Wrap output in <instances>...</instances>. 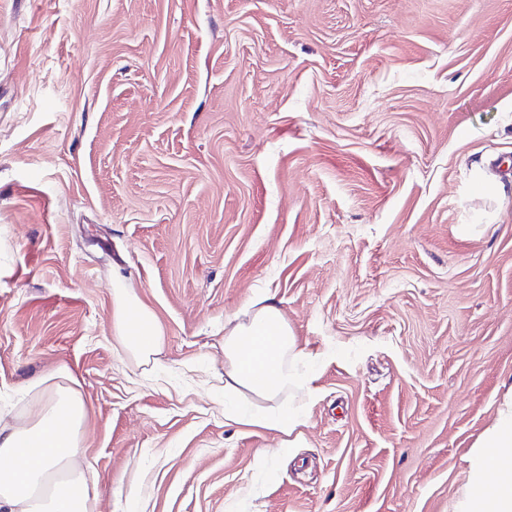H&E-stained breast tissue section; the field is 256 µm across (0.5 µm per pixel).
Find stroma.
<instances>
[{
  "instance_id": "1",
  "label": "stroma",
  "mask_w": 512,
  "mask_h": 512,
  "mask_svg": "<svg viewBox=\"0 0 512 512\" xmlns=\"http://www.w3.org/2000/svg\"><path fill=\"white\" fill-rule=\"evenodd\" d=\"M511 156L512 0H0V422L71 372L93 512H488ZM262 290L316 390L297 448L224 418ZM113 320L116 340L134 360L149 364L160 342V329L126 288H114Z\"/></svg>"
}]
</instances>
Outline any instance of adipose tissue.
<instances>
[{
	"instance_id": "ef3b65f1",
	"label": "adipose tissue",
	"mask_w": 512,
	"mask_h": 512,
	"mask_svg": "<svg viewBox=\"0 0 512 512\" xmlns=\"http://www.w3.org/2000/svg\"><path fill=\"white\" fill-rule=\"evenodd\" d=\"M116 340L134 360L150 363L160 329L127 289L114 291ZM296 338L271 296L255 297L244 321L224 327V416L234 424L276 433L282 446L298 447L308 420L307 399L277 401L307 381L293 366ZM53 397L20 427H0V512H90L87 467L81 461L85 403L69 372L57 371ZM251 395L260 409L244 412L232 400ZM479 470L503 467L512 458V400L499 411L483 441Z\"/></svg>"
}]
</instances>
